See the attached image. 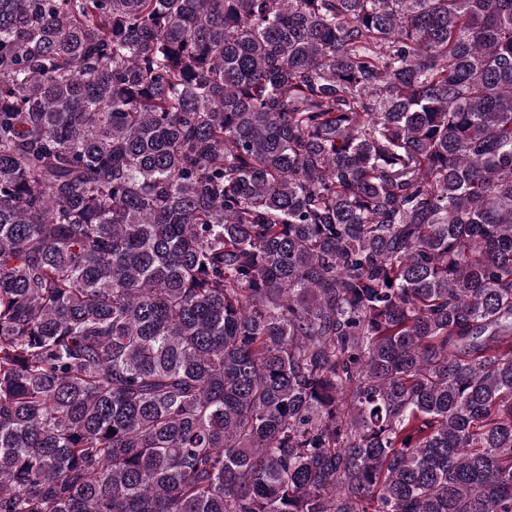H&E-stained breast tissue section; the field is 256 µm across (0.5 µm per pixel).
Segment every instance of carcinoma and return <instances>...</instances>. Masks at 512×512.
Instances as JSON below:
<instances>
[{
	"instance_id": "cac0c4a2",
	"label": "carcinoma",
	"mask_w": 512,
	"mask_h": 512,
	"mask_svg": "<svg viewBox=\"0 0 512 512\" xmlns=\"http://www.w3.org/2000/svg\"><path fill=\"white\" fill-rule=\"evenodd\" d=\"M0 512H512V0H0Z\"/></svg>"
}]
</instances>
